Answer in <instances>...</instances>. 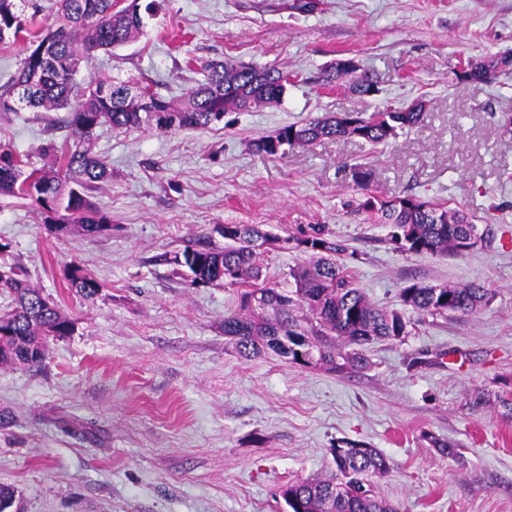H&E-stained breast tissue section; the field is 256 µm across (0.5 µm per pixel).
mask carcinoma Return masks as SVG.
<instances>
[{"mask_svg":"<svg viewBox=\"0 0 512 512\" xmlns=\"http://www.w3.org/2000/svg\"><path fill=\"white\" fill-rule=\"evenodd\" d=\"M56 18L55 28L31 32L28 19L45 9ZM160 0H130L115 9L114 0H0V42L21 39L24 56L16 71L0 83V112L64 111L54 121L69 137L48 148L50 165L24 168L21 157L0 144V193L31 200L45 224L70 220L90 234L107 229L110 218L87 199L86 192L112 177L107 164L91 148L97 132L105 127L124 132L143 125L162 132L186 128L206 129L224 114L274 104L285 94L289 75L271 67L230 61L207 65L203 81L187 88L175 103L152 88L139 85L148 107L130 93V82L96 77L79 78L93 53H106L142 34L145 18L153 17ZM512 68V53L470 61L454 72L459 83L486 82ZM351 90L361 96L378 91L377 77L362 71ZM426 106L417 103L405 110L325 114L302 124H290L271 136L253 142L258 152L275 155L285 145L306 146L322 140L360 139L384 144L405 128L424 120ZM353 184L363 191L356 210L392 229V237L415 254L457 256L476 246V225L460 209L423 201L413 196L380 199L368 193L374 172L352 167ZM221 250L188 245L176 264L188 269L191 284L224 281L240 288L238 308L224 316V335L238 354L249 359L265 353L283 357L305 368H325L336 373L365 369L368 359L359 348L376 341H395L410 333L411 322L402 313L373 304L355 286L346 257L348 247L329 238L323 224H309L288 238L295 248L312 256L308 264L289 269L281 282L263 278L262 248L279 238L259 224H226ZM0 286L13 296V307L0 314V326L11 337L0 341L1 365L35 366L42 363L47 339L67 336L70 318L42 293L29 286L22 271L10 269ZM99 283L74 266L68 289L89 299ZM490 290L477 282L464 284L410 283L401 288L403 306L421 317L447 314L471 315L489 303ZM357 350L345 352L336 341ZM336 475L332 480L301 479L287 485L282 496L289 512H401L380 497L371 478L388 471L385 455L360 441L341 440L331 448Z\"/></svg>","mask_w":512,"mask_h":512,"instance_id":"cac0c4a2","label":"carcinoma"}]
</instances>
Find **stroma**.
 Listing matches in <instances>:
<instances>
[{
  "label": "stroma",
  "instance_id": "1",
  "mask_svg": "<svg viewBox=\"0 0 512 512\" xmlns=\"http://www.w3.org/2000/svg\"><path fill=\"white\" fill-rule=\"evenodd\" d=\"M505 50L512 0H164L138 40L97 53L92 74L145 75L173 100L211 61L296 79L279 104L205 130L99 131L94 151L112 177L89 198L111 219L102 233L57 229L30 200L0 194V270L23 268L73 321L40 366L0 365V484L16 490L13 512H287L282 488L331 477L340 439L387 457L378 492L404 512H512V70L454 79L462 63ZM345 59L377 76L375 95L345 79L324 86ZM418 101L424 123L386 144L251 146L327 113ZM55 118L0 113V143L45 167L65 138ZM355 164L374 171V195L464 210L483 242L457 257L403 250L356 211ZM228 224L280 238L262 258L273 281L306 259L287 242L293 227L323 224L356 252L355 282L379 306L400 309L411 282L475 280L491 298L466 317L414 318L349 374L271 353L245 360L224 336L237 288L190 284L174 262L189 244L223 248ZM75 265L99 282L95 298L68 292Z\"/></svg>",
  "mask_w": 512,
  "mask_h": 512
}]
</instances>
